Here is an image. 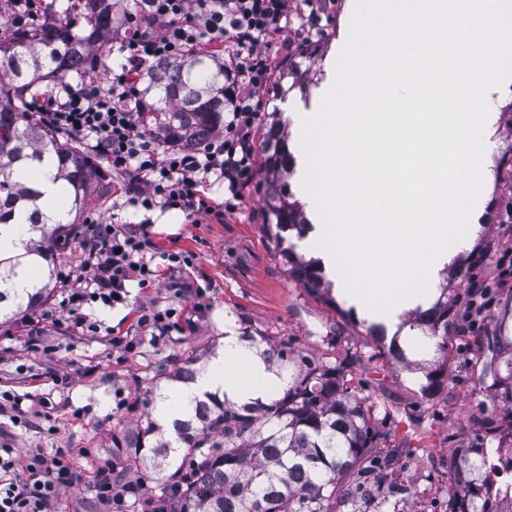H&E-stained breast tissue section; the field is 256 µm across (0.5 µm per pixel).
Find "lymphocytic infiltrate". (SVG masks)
<instances>
[{"mask_svg":"<svg viewBox=\"0 0 512 512\" xmlns=\"http://www.w3.org/2000/svg\"><path fill=\"white\" fill-rule=\"evenodd\" d=\"M291 12L292 0H125L112 15L118 69L101 79L61 82L54 91L34 93L32 104L59 137L108 164L113 197L148 211L181 210L193 224L223 216L237 210L251 180L253 132L265 110L258 93L271 79L272 49L295 45ZM47 20L46 0H0L6 26L35 30ZM191 52L223 62L235 92L223 130L196 147H171L147 127L139 85L148 64ZM214 178L228 192L218 204L205 194ZM153 248L145 225L87 224L81 273L62 292L68 312L89 302L125 303L130 283L154 282ZM117 472L114 465L99 471L92 490L107 512H129L141 492ZM77 480L75 459L63 449L39 448L21 459L0 448V512H52Z\"/></svg>","mask_w":512,"mask_h":512,"instance_id":"f902f5d3","label":"lymphocytic infiltrate"}]
</instances>
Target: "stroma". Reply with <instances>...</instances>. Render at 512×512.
Instances as JSON below:
<instances>
[{"label": "stroma", "instance_id": "1", "mask_svg": "<svg viewBox=\"0 0 512 512\" xmlns=\"http://www.w3.org/2000/svg\"><path fill=\"white\" fill-rule=\"evenodd\" d=\"M304 10L317 14L329 48L313 69L336 63L346 47L356 16V0H305ZM254 176L242 191L235 212L223 219L208 216L200 223L180 222L168 232L151 225L159 251H189L191 267L162 273L149 287H131L127 305L84 306L96 323L94 331L78 328L60 304V275L80 272L79 241H71L56 275L49 300L0 325V391L25 396V423H14L11 411L0 412V443L18 454L31 449L67 448L75 454L77 486L64 492L56 512H100L91 485L101 467L122 463L130 454L117 432L132 425L147 401L171 394L167 379L181 355L195 350L210 360L224 345V323L239 335L264 336L316 361L343 358L357 351V378L368 381L371 415L387 437L402 449L398 471L410 485L407 495L381 503L377 493L364 499L368 512H448V458L452 449L473 447L479 420L497 413L499 399L475 387L471 350L465 339L454 341L448 362V388L433 402L421 398L425 370L436 364L435 351L411 358L409 364L383 368L371 361L372 339L332 307L307 296L288 276L263 203L265 170L254 158ZM475 242L488 244L480 283H492L499 253L512 248V224H482ZM144 307L172 308L181 329L170 336L144 338L134 353L113 348L112 337L134 328ZM52 404L43 414L42 398ZM124 410H117V401Z\"/></svg>", "mask_w": 512, "mask_h": 512}]
</instances>
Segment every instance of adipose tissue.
<instances>
[{"mask_svg": "<svg viewBox=\"0 0 512 512\" xmlns=\"http://www.w3.org/2000/svg\"><path fill=\"white\" fill-rule=\"evenodd\" d=\"M13 177L22 183L37 184L42 193V210L53 219L67 220L68 196L60 183L54 182L49 167L20 164L15 166ZM30 235L26 214H16L13 223L0 225V255L18 258L13 285L20 293L31 290L38 281L37 266L24 256ZM287 383V373L268 369L255 348L245 345L230 325L225 330L223 350L200 370L194 382L173 393L174 408H161L159 419L162 424H170L176 411L190 409L207 393L218 392L229 401L244 404L266 400Z\"/></svg>", "mask_w": 512, "mask_h": 512, "instance_id": "1", "label": "adipose tissue"}]
</instances>
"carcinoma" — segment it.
<instances>
[{
    "instance_id": "obj_1",
    "label": "carcinoma",
    "mask_w": 512,
    "mask_h": 512,
    "mask_svg": "<svg viewBox=\"0 0 512 512\" xmlns=\"http://www.w3.org/2000/svg\"><path fill=\"white\" fill-rule=\"evenodd\" d=\"M85 27L59 19L46 30L26 35L0 26V225L12 222L16 210L30 207V252L55 263L75 233V225L50 223L38 207L40 191L13 179V167L27 161L48 160L54 180L63 183L81 208L103 182L98 163L78 144L60 143L54 133L29 116L28 92L44 82H61L86 74L96 63L112 30V0H77ZM291 80L288 90L303 87L298 66L278 68L275 83ZM151 82L164 93L165 107L148 106L150 129L171 145L197 146L224 128V106L230 101L224 86V67L209 58L188 54L159 63ZM505 148L494 160L493 172L501 204L492 223L512 224V124L503 132ZM261 151L266 170L264 202L279 253L288 276L309 296L336 307L326 295L321 272L313 262L285 245L282 233L308 230L303 205L294 198L281 172L291 168L280 128L263 135ZM484 246L470 261L453 269L463 280H475ZM13 266L0 260V317L22 305L31 309L49 299V284H36L24 296L17 294ZM469 295L443 289L429 309L416 310L411 326L417 328L441 356V364L426 373L425 398L432 400L447 387L449 344L466 337L455 314ZM374 346L372 358L386 364L405 363V351L396 342L385 343L384 328L360 323ZM473 378L480 390L501 399L505 414L482 418L484 435L499 448H512V297L503 305L491 330L471 336ZM264 362L294 372L288 387L267 401L229 403L217 393L206 395L176 419V440L165 438L164 426L145 411L133 427L123 431L130 471L145 470L161 483L167 498L165 512H341L375 490L390 496L407 492L395 479L401 448H385V435L372 421L365 400L357 397L353 367L360 360L348 352L336 362H315L288 355L283 345L271 344L261 352ZM194 352L184 353L172 378L194 382L199 362ZM490 455L481 446L460 448L448 462V512H501L499 501L486 493Z\"/></svg>"
}]
</instances>
